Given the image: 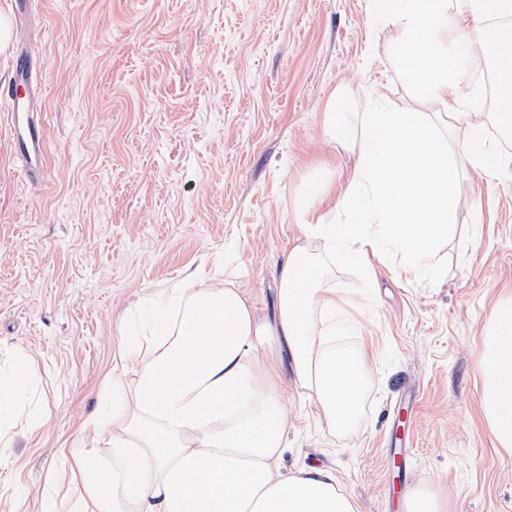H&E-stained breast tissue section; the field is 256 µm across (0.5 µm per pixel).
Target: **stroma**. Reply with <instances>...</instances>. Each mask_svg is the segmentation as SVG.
Masks as SVG:
<instances>
[{
	"instance_id": "1",
	"label": "stroma",
	"mask_w": 512,
	"mask_h": 512,
	"mask_svg": "<svg viewBox=\"0 0 512 512\" xmlns=\"http://www.w3.org/2000/svg\"><path fill=\"white\" fill-rule=\"evenodd\" d=\"M0 52L28 54L47 129L46 173L23 178L0 102V366L26 358L42 415L0 463V512H41L48 470L70 450L108 457L88 416L120 335L143 334L182 278L219 263L261 314L301 226L338 203L357 158L324 133L340 93L415 112L390 58L392 24L371 0H29ZM455 235L435 286L371 258L374 310L347 274L352 331L368 348L354 420L334 424L285 377V472L331 468L358 512H406L396 485L432 487L448 512H512V455L480 406L478 344L489 310L512 295V172L459 163ZM335 186L318 205L308 187Z\"/></svg>"
}]
</instances>
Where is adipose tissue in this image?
<instances>
[{"instance_id": "ef3b65f1", "label": "adipose tissue", "mask_w": 512, "mask_h": 512, "mask_svg": "<svg viewBox=\"0 0 512 512\" xmlns=\"http://www.w3.org/2000/svg\"><path fill=\"white\" fill-rule=\"evenodd\" d=\"M344 299L323 285L305 246L279 272V305L259 316L235 279L187 274L155 330L125 336L90 421L112 434L120 475L70 453L46 480L42 512H355L335 473H281L286 408L276 368L289 357L295 381L331 421L358 409L363 351L331 350ZM477 371L482 411L499 448L512 453V296L491 309ZM137 376L128 388L127 373ZM36 387L21 364L0 368V447L14 428L37 426Z\"/></svg>"}]
</instances>
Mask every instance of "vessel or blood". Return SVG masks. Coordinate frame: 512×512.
I'll return each mask as SVG.
<instances>
[{
  "label": "vessel or blood",
  "mask_w": 512,
  "mask_h": 512,
  "mask_svg": "<svg viewBox=\"0 0 512 512\" xmlns=\"http://www.w3.org/2000/svg\"><path fill=\"white\" fill-rule=\"evenodd\" d=\"M12 82L0 88V100L9 110L10 135L14 151L22 158V174L29 177L44 165V133L39 126L25 121L24 116L33 104L39 80L36 73L23 59L12 64Z\"/></svg>",
  "instance_id": "vessel-or-blood-1"
}]
</instances>
